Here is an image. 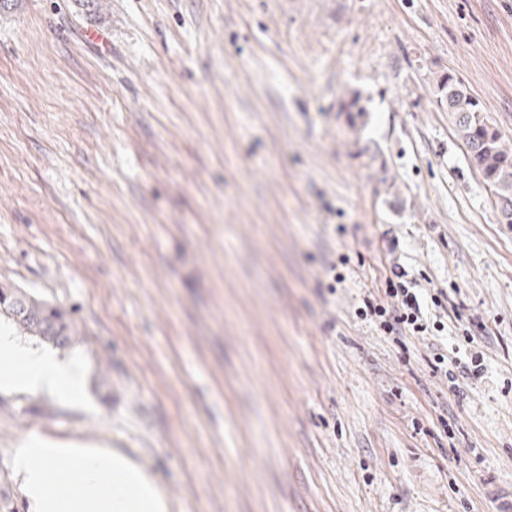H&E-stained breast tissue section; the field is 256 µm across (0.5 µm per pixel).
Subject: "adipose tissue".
Listing matches in <instances>:
<instances>
[{
  "label": "adipose tissue",
  "instance_id": "1",
  "mask_svg": "<svg viewBox=\"0 0 512 512\" xmlns=\"http://www.w3.org/2000/svg\"><path fill=\"white\" fill-rule=\"evenodd\" d=\"M80 364L21 343L0 327V392L85 399ZM25 512H170L156 477L119 449L99 443H57L34 434L12 456Z\"/></svg>",
  "mask_w": 512,
  "mask_h": 512
}]
</instances>
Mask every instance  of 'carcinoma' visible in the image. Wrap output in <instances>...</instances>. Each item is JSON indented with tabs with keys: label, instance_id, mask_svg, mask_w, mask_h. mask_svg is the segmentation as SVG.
Wrapping results in <instances>:
<instances>
[{
	"label": "carcinoma",
	"instance_id": "cac0c4a2",
	"mask_svg": "<svg viewBox=\"0 0 512 512\" xmlns=\"http://www.w3.org/2000/svg\"><path fill=\"white\" fill-rule=\"evenodd\" d=\"M438 88L447 101L469 162L477 168L493 196L500 222L512 224V148L482 114L479 100L461 80L448 74L438 80ZM0 293L25 297L26 312L15 311L6 301L0 303V318L10 321L23 334L60 349H68L77 341L75 322L62 305L19 288L3 287Z\"/></svg>",
	"mask_w": 512,
	"mask_h": 512
}]
</instances>
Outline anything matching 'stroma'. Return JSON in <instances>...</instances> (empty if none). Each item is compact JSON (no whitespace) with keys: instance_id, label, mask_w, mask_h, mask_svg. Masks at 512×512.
Here are the masks:
<instances>
[{"instance_id":"1","label":"stroma","mask_w":512,"mask_h":512,"mask_svg":"<svg viewBox=\"0 0 512 512\" xmlns=\"http://www.w3.org/2000/svg\"><path fill=\"white\" fill-rule=\"evenodd\" d=\"M447 74L512 144V0L0 12V286L71 312L89 399L0 393L13 512L33 433L123 450L171 512H512V224ZM384 261L453 301L439 335L356 316ZM437 347L482 353L465 399ZM453 364V368L457 370V372L452 368L448 369V355H445L441 352L434 353L433 361H431V367L433 374L437 375L439 372L444 373V377L449 379L452 386L450 387L452 393L457 397H463L464 392L461 390V386L459 384V376L463 379L470 378L471 375H474V371L470 369L469 366H457L458 362L453 360L451 361ZM444 368V369H443ZM461 368V371L459 369Z\"/></svg>"}]
</instances>
